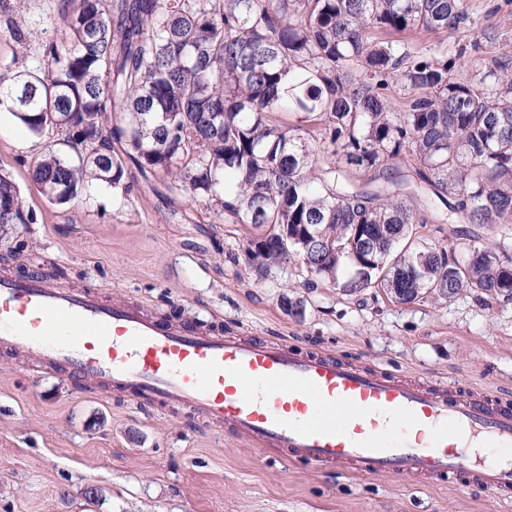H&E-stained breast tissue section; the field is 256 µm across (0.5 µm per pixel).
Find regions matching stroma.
Wrapping results in <instances>:
<instances>
[{"label": "stroma", "mask_w": 512, "mask_h": 512, "mask_svg": "<svg viewBox=\"0 0 512 512\" xmlns=\"http://www.w3.org/2000/svg\"><path fill=\"white\" fill-rule=\"evenodd\" d=\"M58 4L28 0L35 24L21 44L0 15V67L44 64L43 45L63 29ZM468 5L472 28L432 33L428 42L479 44L484 63L512 53V0ZM487 30L495 43L484 42ZM51 150L71 152L60 136H34L0 112V170L37 216L0 237V272L56 270L66 286L163 316L176 309L228 335L254 328L404 378L490 385L512 399V302L485 306L463 293L403 304L378 288L351 296L328 280L308 289L295 257L259 280L242 261L252 225L223 223L184 195L167 203L164 174L149 188L95 183L68 204H51L30 177ZM414 235L460 255L499 240L479 224H418ZM231 253L239 263L228 261ZM285 297L297 312L282 309ZM0 512H512V498L292 463L183 409L139 406L12 355L0 357Z\"/></svg>", "instance_id": "1"}]
</instances>
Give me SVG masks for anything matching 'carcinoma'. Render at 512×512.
I'll return each mask as SVG.
<instances>
[{
  "instance_id": "obj_1",
  "label": "carcinoma",
  "mask_w": 512,
  "mask_h": 512,
  "mask_svg": "<svg viewBox=\"0 0 512 512\" xmlns=\"http://www.w3.org/2000/svg\"><path fill=\"white\" fill-rule=\"evenodd\" d=\"M58 12L44 65L0 67V110L77 155L32 167L48 201L93 181L130 191L129 172L158 171L171 193L254 226L245 258L260 280L295 256L307 288L512 301V57L399 38L470 26L467 0H60ZM288 112L309 127L276 121ZM444 221L502 242L462 259L413 237ZM34 222L1 173L0 226Z\"/></svg>"
}]
</instances>
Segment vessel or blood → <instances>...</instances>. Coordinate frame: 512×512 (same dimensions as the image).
<instances>
[{
  "instance_id": "1",
  "label": "vessel or blood",
  "mask_w": 512,
  "mask_h": 512,
  "mask_svg": "<svg viewBox=\"0 0 512 512\" xmlns=\"http://www.w3.org/2000/svg\"><path fill=\"white\" fill-rule=\"evenodd\" d=\"M0 353L180 406L297 463L512 494V400L494 392L203 331L35 275H0Z\"/></svg>"
}]
</instances>
